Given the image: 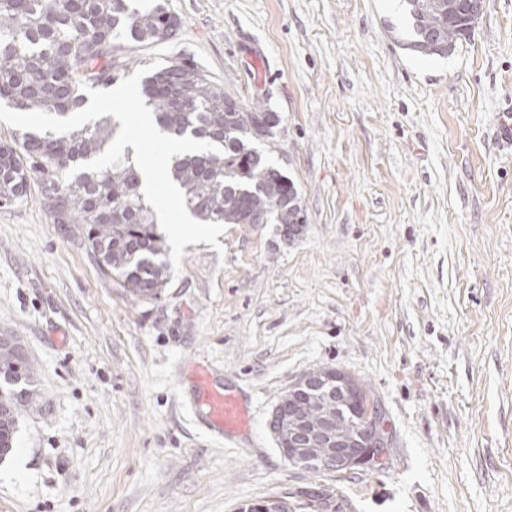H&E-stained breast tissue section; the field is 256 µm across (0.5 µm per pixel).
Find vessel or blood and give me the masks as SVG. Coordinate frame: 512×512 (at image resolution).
Here are the masks:
<instances>
[{"instance_id":"vessel-or-blood-1","label":"vessel or blood","mask_w":512,"mask_h":512,"mask_svg":"<svg viewBox=\"0 0 512 512\" xmlns=\"http://www.w3.org/2000/svg\"><path fill=\"white\" fill-rule=\"evenodd\" d=\"M193 407L198 411L203 425L224 438H233L249 427L246 403L222 380L217 379L211 364L198 360L192 370Z\"/></svg>"}]
</instances>
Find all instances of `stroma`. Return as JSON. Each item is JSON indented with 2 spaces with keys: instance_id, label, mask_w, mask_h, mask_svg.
Returning a JSON list of instances; mask_svg holds the SVG:
<instances>
[{
  "instance_id": "35a3bbf8",
  "label": "stroma",
  "mask_w": 512,
  "mask_h": 512,
  "mask_svg": "<svg viewBox=\"0 0 512 512\" xmlns=\"http://www.w3.org/2000/svg\"><path fill=\"white\" fill-rule=\"evenodd\" d=\"M186 55L283 118L280 164L306 215L229 224L184 248L146 303L52 223L37 186L0 207V333L37 409L0 460V512H237L312 485L343 512H512V0H485L448 57L406 49L401 0H165ZM213 364L252 427L217 443L188 408ZM377 400L383 468L313 474L269 422L316 366Z\"/></svg>"
}]
</instances>
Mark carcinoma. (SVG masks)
Wrapping results in <instances>:
<instances>
[{"instance_id":"cac0c4a2","label":"carcinoma","mask_w":512,"mask_h":512,"mask_svg":"<svg viewBox=\"0 0 512 512\" xmlns=\"http://www.w3.org/2000/svg\"><path fill=\"white\" fill-rule=\"evenodd\" d=\"M465 0H404L412 20L407 46L445 57L469 34ZM180 19L161 0H0V101L20 112L65 118L85 101L84 88L112 86L131 74L134 46L173 39ZM140 95L159 131L220 148L172 158V180L200 221L296 224L305 218L294 182L275 161L280 113L216 84L187 56L170 58L140 79ZM118 124L102 116L68 133L27 130L0 144V207L26 195L36 180L51 221L79 238L102 275L150 302L168 285L167 249L142 192L130 151L100 172L64 175L99 156ZM28 356L0 350V442L14 443L23 412L37 407ZM339 431L354 435L358 416L345 411Z\"/></svg>"}]
</instances>
